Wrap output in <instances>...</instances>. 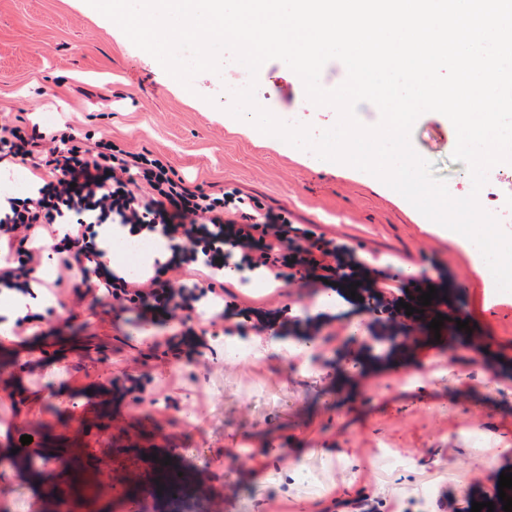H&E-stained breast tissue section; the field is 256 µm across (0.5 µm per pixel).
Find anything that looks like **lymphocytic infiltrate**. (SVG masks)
<instances>
[{
    "mask_svg": "<svg viewBox=\"0 0 512 512\" xmlns=\"http://www.w3.org/2000/svg\"><path fill=\"white\" fill-rule=\"evenodd\" d=\"M70 122L42 131L29 115L0 122V167L26 165L31 193L0 203V289L27 291L44 261L58 270L48 290L57 306L111 300L114 317L136 314L160 329L156 346L175 358L198 353L233 317H252L256 335L274 315L224 303V273L261 271L269 280L312 285L352 277L361 263L335 240L294 224L285 209L237 189L195 183L149 151L100 137L76 141ZM117 224L130 236L164 239L165 258L131 277L117 273L96 228Z\"/></svg>",
    "mask_w": 512,
    "mask_h": 512,
    "instance_id": "obj_1",
    "label": "lymphocytic infiltrate"
}]
</instances>
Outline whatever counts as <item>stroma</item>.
Masks as SVG:
<instances>
[{"label": "stroma", "mask_w": 512, "mask_h": 512, "mask_svg": "<svg viewBox=\"0 0 512 512\" xmlns=\"http://www.w3.org/2000/svg\"><path fill=\"white\" fill-rule=\"evenodd\" d=\"M247 74L228 57L222 78L197 75L188 90L85 0H0V118L18 115L43 90L45 126L70 117L81 132L148 148L182 177L285 208L292 222L351 250L373 278L414 297L404 273L417 268L439 286L437 313L464 320L480 307L481 319L452 355L444 338L412 342L414 316L375 305L346 281L331 294L363 311L353 324L324 319L313 306L321 289L285 295L266 278L256 287L228 279L239 300L312 326L323 364L299 371L281 357L225 356L224 343L257 344L254 333L236 330L206 337L199 354L177 362L140 339L135 317L113 322L86 300L75 308L74 331L16 346L13 366L0 369V446L20 447L29 435L36 447L51 438L81 449L84 478L102 484L90 501L74 499L69 464L39 468L72 495L70 512H123L129 490L152 483L155 460L165 458L190 483L188 512H333L334 501L361 496L367 512H471L469 489L490 482L484 461L512 473V292L491 291L490 270L367 172L315 165L308 152L225 120L224 87ZM256 97L318 130L338 118L313 105L301 80L275 60L261 66ZM411 143L450 191L468 184L464 164L452 159L444 115L422 114ZM480 205L498 217L512 214V168L490 171ZM376 324L390 325L395 336L379 364L366 372L336 368V354L360 351ZM125 369L139 378L142 403L128 396L107 410L93 398L66 396L109 384ZM414 374L419 384L411 389ZM186 413L193 428L179 424ZM384 441L403 466L379 463ZM303 465L315 471L312 487L294 477Z\"/></svg>", "instance_id": "1"}]
</instances>
